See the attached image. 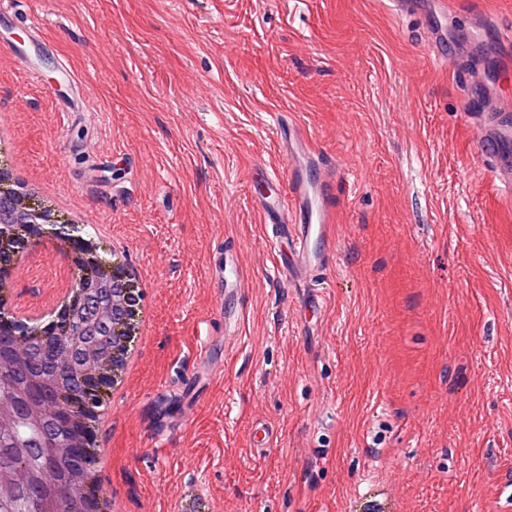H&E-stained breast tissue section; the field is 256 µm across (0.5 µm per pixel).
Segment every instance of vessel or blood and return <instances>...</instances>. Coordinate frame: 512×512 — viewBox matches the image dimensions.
<instances>
[{
	"instance_id": "b4317fda",
	"label": "vessel or blood",
	"mask_w": 512,
	"mask_h": 512,
	"mask_svg": "<svg viewBox=\"0 0 512 512\" xmlns=\"http://www.w3.org/2000/svg\"><path fill=\"white\" fill-rule=\"evenodd\" d=\"M486 117L497 142H512V96L488 104ZM282 173L269 174L272 192L259 196L260 222L278 272L292 282H311L327 269L336 236L334 163L325 161L306 132L295 123L280 131ZM217 283L232 285L240 272L230 250L217 252L210 267Z\"/></svg>"
}]
</instances>
